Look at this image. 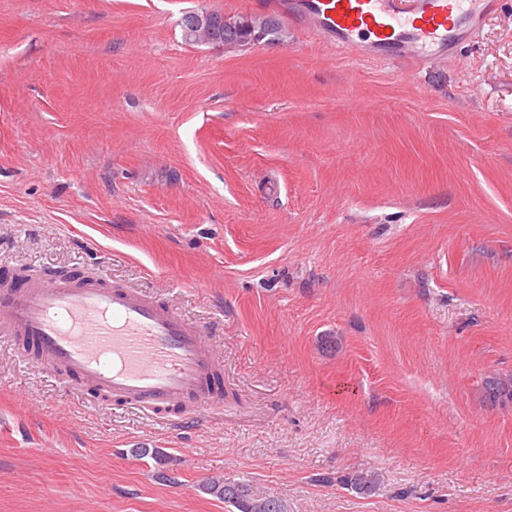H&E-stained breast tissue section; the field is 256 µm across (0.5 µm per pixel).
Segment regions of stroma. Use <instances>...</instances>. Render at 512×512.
I'll list each match as a JSON object with an SVG mask.
<instances>
[{
  "label": "stroma",
  "instance_id": "stroma-1",
  "mask_svg": "<svg viewBox=\"0 0 512 512\" xmlns=\"http://www.w3.org/2000/svg\"><path fill=\"white\" fill-rule=\"evenodd\" d=\"M201 9L255 12L0 0V265L147 291L224 363L222 413L169 424L0 344V512H226L209 477L288 512H512L483 389L512 379V0L415 76L287 18L191 45ZM195 11L187 12L181 20L183 37L190 44L201 45H222L242 46L244 43H251L254 36L261 38V42L279 39L282 32V24L276 15H240L224 18V26L218 25L216 17L209 11H202L193 16V27L197 32H205L213 29L210 36L217 39L216 44L204 43L203 37L193 36L189 32V19Z\"/></svg>",
  "mask_w": 512,
  "mask_h": 512
}]
</instances>
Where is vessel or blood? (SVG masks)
<instances>
[{"label": "vessel or blood", "mask_w": 512, "mask_h": 512, "mask_svg": "<svg viewBox=\"0 0 512 512\" xmlns=\"http://www.w3.org/2000/svg\"><path fill=\"white\" fill-rule=\"evenodd\" d=\"M500 0H294L304 27L339 52L382 51L415 68L447 60L445 44L480 28ZM0 337L76 391L186 420L222 405L221 361L204 329L152 294L99 280L0 275Z\"/></svg>", "instance_id": "1"}]
</instances>
